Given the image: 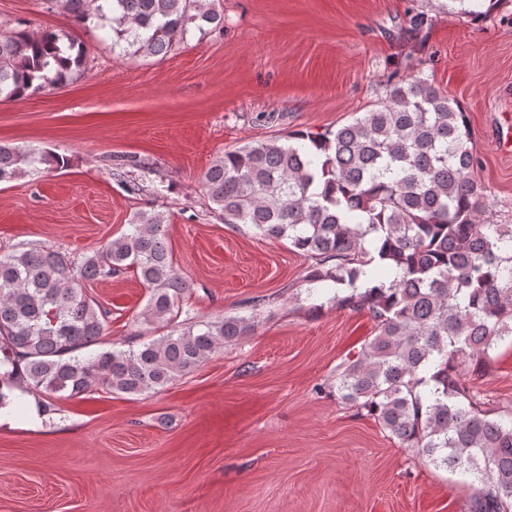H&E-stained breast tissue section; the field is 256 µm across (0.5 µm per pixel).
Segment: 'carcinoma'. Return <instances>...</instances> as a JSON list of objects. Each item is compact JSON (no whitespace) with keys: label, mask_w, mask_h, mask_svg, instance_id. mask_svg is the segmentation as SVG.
<instances>
[{"label":"carcinoma","mask_w":512,"mask_h":512,"mask_svg":"<svg viewBox=\"0 0 512 512\" xmlns=\"http://www.w3.org/2000/svg\"><path fill=\"white\" fill-rule=\"evenodd\" d=\"M74 25L109 29L112 49L166 55L189 25L224 31L216 0H45ZM482 0H448L478 17ZM82 42L65 29L18 24L0 34V101L41 94L81 75ZM466 112L419 74L334 131L297 130L219 156L203 184L226 224L288 240L311 260L309 290L327 284L341 307L375 326L336 374L339 398L403 448L474 478L469 512H512V415L495 416L461 375L512 336V224L490 219ZM65 167L62 156L0 144V184ZM156 209L75 262L48 246L0 254V383L49 396L96 387L137 395L165 388L254 324L183 312L190 283L172 262ZM136 271L147 290L138 323L169 334L139 347L102 343L106 312L84 283Z\"/></svg>","instance_id":"obj_1"}]
</instances>
